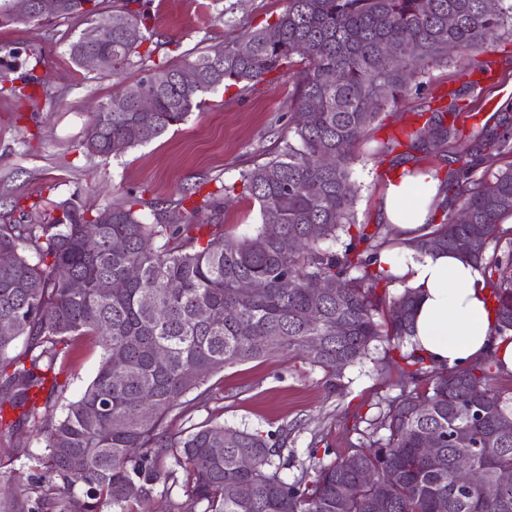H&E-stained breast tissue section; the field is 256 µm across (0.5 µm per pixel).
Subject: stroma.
Listing matches in <instances>:
<instances>
[{
	"mask_svg": "<svg viewBox=\"0 0 512 512\" xmlns=\"http://www.w3.org/2000/svg\"><path fill=\"white\" fill-rule=\"evenodd\" d=\"M229 0H140L139 8L159 39L172 41L170 63L178 64L208 47L238 37L242 27L274 22L286 0H238L235 24L222 17ZM82 20L18 22L0 26V57L8 51L37 48L29 59L35 80L33 101L0 96V223H22L29 198L55 201L70 197L88 209L119 201L128 194L151 199H174L182 187L200 186L212 192L220 185L237 183L243 170L265 162L287 135L293 80L288 71L264 76L248 86L217 88L206 93L204 105L187 121L160 137L101 158L80 149L98 103L107 101L123 85L138 80L132 68L106 77L76 66L68 47L83 29ZM491 58L492 71L480 75L484 89L474 103L475 124L487 122L512 99V37L498 43L494 53H476V60ZM457 59L431 67L412 81L405 97L386 109L379 125L361 142L359 160L351 176L358 187L359 223L380 221L385 190L383 175L396 156L381 144L409 126H422L423 116L448 103V92L466 82ZM261 223L256 202L240 197L225 211L224 235L249 236ZM102 349L95 338L81 339L70 353V364L60 382L65 391L53 396L52 408L77 399L95 377ZM321 369L303 360L265 357L224 368L207 383L204 403H190L184 413L169 416L164 429L178 434L205 420L266 433L288 428L287 450L296 475L298 463L308 461L311 450L345 455L357 441L355 423L371 419L381 400L410 389L397 368L388 366L384 347H377L361 364L344 372L342 391L328 386ZM45 451L29 427L0 431V479L10 484L0 500H25L39 472L35 459Z\"/></svg>",
	"mask_w": 512,
	"mask_h": 512,
	"instance_id": "1",
	"label": "stroma"
}]
</instances>
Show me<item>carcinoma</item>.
Segmentation results:
<instances>
[{
  "label": "carcinoma",
  "instance_id": "carcinoma-1",
  "mask_svg": "<svg viewBox=\"0 0 512 512\" xmlns=\"http://www.w3.org/2000/svg\"><path fill=\"white\" fill-rule=\"evenodd\" d=\"M128 3L103 12L100 0H65L58 15L82 18L88 28L112 18V39L103 45L112 68L104 75L145 71L112 95V111L93 115L80 143L88 153L109 156V142L118 152L147 143L200 108L201 95L297 66L288 135L268 160L240 173L242 194L258 203L261 217L248 237L226 238L215 228L205 235L196 220L223 214L234 185L199 198L187 191L177 200L134 197L94 212L73 199L49 209L36 201L29 223L0 224V252L13 254L11 265L0 266V319L15 324L13 335L0 336V428L26 425L45 444L34 505L5 512H141L180 473L186 501L179 512H512V484L488 498L461 468L486 483L512 471V397L489 386L499 367L486 358L439 370L408 349L411 288L390 300L387 321L378 319L376 287L388 279L376 264L388 226L357 223L351 184L357 148L382 112L412 79L447 62L448 52L463 61L512 36V3L502 0L489 13L484 0H288L274 23L172 66L156 59L169 42L153 31L128 38V29L139 31L147 20ZM388 40L397 55L383 52ZM243 42L248 55L239 51ZM20 67L0 71V92L30 100L32 80L17 85L9 76ZM186 70L196 71L194 83H184ZM144 97L154 100L153 111L137 109ZM471 108L464 94L449 91L448 105L407 134L414 166L402 175L439 178L423 164L426 136L448 145L442 221L415 248L482 264L504 335L512 332V229H502L512 217V102L498 110L495 125L468 133ZM326 154L334 155L330 167L320 163ZM457 202L460 216L450 220L447 207ZM270 224L278 226L274 236ZM90 231L96 239L88 249ZM342 234L349 237L343 251L326 247ZM131 267L139 276L129 281ZM286 278L295 286L282 287ZM74 279L86 288L74 292ZM103 279L127 285L107 294L97 288ZM248 279L260 287L239 288ZM78 336L96 338L102 361L80 398L58 414L41 395L64 390L58 376ZM20 337L25 349L9 355ZM382 342L414 388L385 399L347 457L302 463L291 481L281 476L291 464L283 454L286 428L265 435L207 421L176 437L162 430L171 413L184 411L183 397L196 390L204 398L201 387L226 367L299 357L336 388L345 368ZM157 349L166 351L164 360L154 359ZM7 409L18 413L9 424ZM431 434L438 438L432 454L425 447ZM167 454L172 464L163 470L156 459ZM73 455L84 458L78 471L68 465ZM245 455L249 469L239 465ZM241 484L251 487L249 496L236 495Z\"/></svg>",
  "mask_w": 512,
  "mask_h": 512
}]
</instances>
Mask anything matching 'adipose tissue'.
<instances>
[{
	"label": "adipose tissue",
	"mask_w": 512,
	"mask_h": 512,
	"mask_svg": "<svg viewBox=\"0 0 512 512\" xmlns=\"http://www.w3.org/2000/svg\"><path fill=\"white\" fill-rule=\"evenodd\" d=\"M437 193V181L409 178L389 186L381 206L399 244L383 248L378 262L418 297L412 345L438 368L452 370L492 355L512 373V340L496 333L497 314L482 266L451 252L414 247L428 233Z\"/></svg>",
	"instance_id": "1"
}]
</instances>
